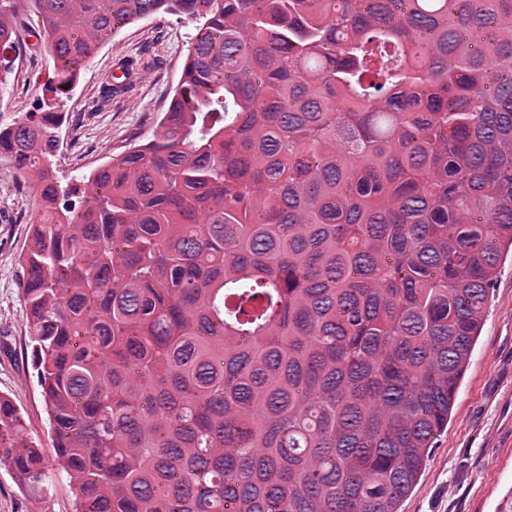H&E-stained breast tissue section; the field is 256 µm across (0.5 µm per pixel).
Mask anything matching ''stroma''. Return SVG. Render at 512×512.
Here are the masks:
<instances>
[{
  "label": "stroma",
  "mask_w": 512,
  "mask_h": 512,
  "mask_svg": "<svg viewBox=\"0 0 512 512\" xmlns=\"http://www.w3.org/2000/svg\"><path fill=\"white\" fill-rule=\"evenodd\" d=\"M24 27L8 66L0 67V125L43 111L51 62L28 29L37 19L23 11ZM193 27L162 15L120 29L89 59L59 110L56 163L79 176L150 136L179 81ZM131 64L129 90L113 94L117 62ZM40 197L10 162L0 160V395L12 400L28 438L41 444L50 476L40 496L21 491L0 468V512H74L75 497L55 457L48 416L32 365L24 315L21 258ZM512 492V260L504 259L480 337L457 389L448 422L400 512H497Z\"/></svg>",
  "instance_id": "stroma-1"
}]
</instances>
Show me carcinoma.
<instances>
[{
	"label": "carcinoma",
	"mask_w": 512,
	"mask_h": 512,
	"mask_svg": "<svg viewBox=\"0 0 512 512\" xmlns=\"http://www.w3.org/2000/svg\"><path fill=\"white\" fill-rule=\"evenodd\" d=\"M59 98L118 29L195 23L151 138L42 199L32 363L75 512H399L512 250V0H0ZM0 395V466L47 488Z\"/></svg>",
	"instance_id": "1"
}]
</instances>
